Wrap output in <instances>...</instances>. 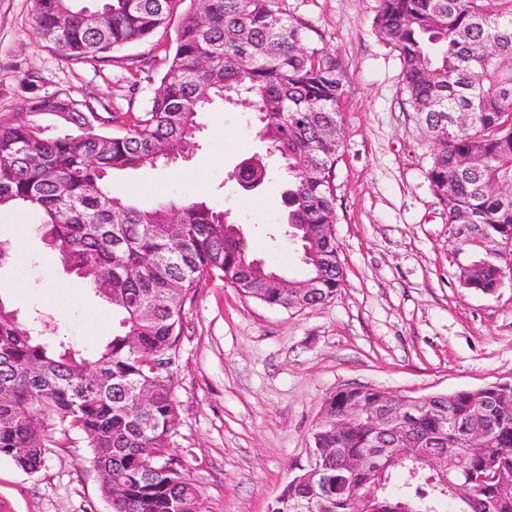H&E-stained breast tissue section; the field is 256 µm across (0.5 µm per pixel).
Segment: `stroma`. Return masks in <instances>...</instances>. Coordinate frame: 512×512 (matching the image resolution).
<instances>
[{
    "label": "stroma",
    "mask_w": 512,
    "mask_h": 512,
    "mask_svg": "<svg viewBox=\"0 0 512 512\" xmlns=\"http://www.w3.org/2000/svg\"><path fill=\"white\" fill-rule=\"evenodd\" d=\"M34 0H0V117L25 111L33 93H70L96 110L141 114L176 46L178 23L91 62L63 59L34 30ZM315 28L344 72L336 167V237L344 284L328 302L270 307L219 279L187 300L174 369L178 419L169 448L201 492V512H270L306 465L323 401L362 385L420 397L512 381V288H464L448 243V210L427 179L432 143L413 112L402 65L373 24L376 0H281ZM40 78L31 90L28 75ZM197 147L168 165L114 175L115 195L148 209L206 199L240 225L252 256L301 277L282 222L284 180L247 101L214 104ZM267 157L255 192L230 174ZM0 299L21 323L53 317L44 338L93 352L118 326L112 308L66 271L34 216L0 212ZM81 437L61 438L28 473L0 458V512H112Z\"/></svg>",
    "instance_id": "35a3bbf8"
}]
</instances>
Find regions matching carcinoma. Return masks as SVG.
<instances>
[{
  "label": "carcinoma",
  "instance_id": "cac0c4a2",
  "mask_svg": "<svg viewBox=\"0 0 512 512\" xmlns=\"http://www.w3.org/2000/svg\"><path fill=\"white\" fill-rule=\"evenodd\" d=\"M77 0H36L34 30L65 58L97 61L168 25L181 10L175 51L148 107L112 132L120 116L96 112L85 99L39 94L40 113L69 132L45 135L25 112L0 119V209L23 207L39 219L64 267L112 305L119 329L92 354L40 342L37 326L18 321L0 299V456L40 469L58 437L84 436L88 461L112 512H201V493L167 453L178 416L173 365L188 293L220 279L272 307L303 309L333 299L343 270L333 224L336 166L344 149V74L336 55L308 23L288 17L278 0H108L86 17ZM493 10L487 0H376L375 28L399 53L411 106L433 144L428 180L448 207L453 251L463 256L464 287L490 295L512 287L503 278L512 240V0ZM249 98L259 134L283 161L282 204L297 234L304 276L280 285V273L258 275L247 239L227 213L205 201L141 209L112 193L116 172L155 166L195 146L199 118L214 100ZM466 113L464 126L436 116ZM260 159L239 164L232 178L244 190L261 186ZM315 281L312 296L302 286ZM150 404L132 411L135 395ZM367 405L394 395L368 388L338 392L322 408L341 418L336 432L316 421L314 450L331 475L362 484L361 497L336 489L320 494L318 478L300 472L274 502L279 512H512V404L493 387L467 390L380 431L370 416L344 418L354 397ZM404 433L416 447L389 449L385 466L354 476L348 466L379 442ZM480 432L485 447L469 451ZM455 459L451 472L432 466L419 445ZM475 480L474 496L458 486Z\"/></svg>",
  "mask_w": 512,
  "mask_h": 512
}]
</instances>
